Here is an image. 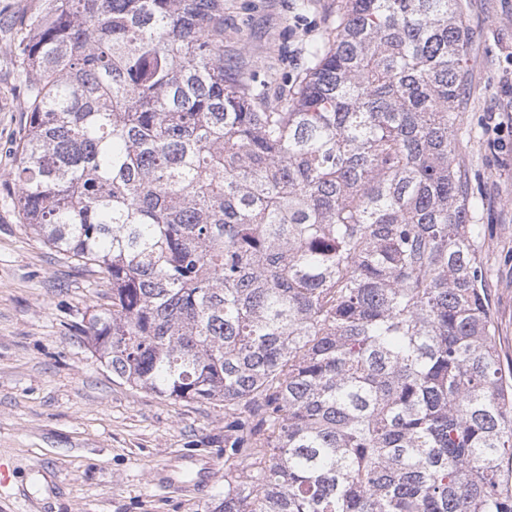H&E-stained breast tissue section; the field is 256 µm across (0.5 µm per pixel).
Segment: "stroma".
<instances>
[{
  "instance_id": "obj_1",
  "label": "stroma",
  "mask_w": 512,
  "mask_h": 512,
  "mask_svg": "<svg viewBox=\"0 0 512 512\" xmlns=\"http://www.w3.org/2000/svg\"><path fill=\"white\" fill-rule=\"evenodd\" d=\"M340 0H224V58L268 98L290 88ZM469 39L463 152L481 205L479 246L505 367H512V0H459ZM0 28V512H213L224 497V406L175 402L113 378L81 331L110 294L40 241L17 206L22 78ZM252 55L238 61L237 46ZM211 466L194 485L187 461Z\"/></svg>"
}]
</instances>
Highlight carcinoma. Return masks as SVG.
<instances>
[{
	"instance_id": "1",
	"label": "carcinoma",
	"mask_w": 512,
	"mask_h": 512,
	"mask_svg": "<svg viewBox=\"0 0 512 512\" xmlns=\"http://www.w3.org/2000/svg\"><path fill=\"white\" fill-rule=\"evenodd\" d=\"M276 102L224 0L22 17L26 224L103 275L132 387L224 403L218 512H512V370L458 133L457 0H341Z\"/></svg>"
}]
</instances>
